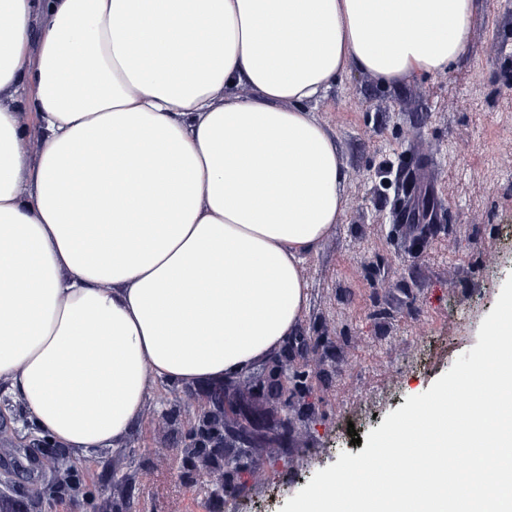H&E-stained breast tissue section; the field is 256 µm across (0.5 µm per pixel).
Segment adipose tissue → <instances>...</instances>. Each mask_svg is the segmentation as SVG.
<instances>
[{"label": "adipose tissue", "mask_w": 512, "mask_h": 512, "mask_svg": "<svg viewBox=\"0 0 512 512\" xmlns=\"http://www.w3.org/2000/svg\"><path fill=\"white\" fill-rule=\"evenodd\" d=\"M472 12L0 0V388L81 458L122 448L159 384L270 357L344 205L311 103L352 68L385 85L448 68Z\"/></svg>", "instance_id": "1"}]
</instances>
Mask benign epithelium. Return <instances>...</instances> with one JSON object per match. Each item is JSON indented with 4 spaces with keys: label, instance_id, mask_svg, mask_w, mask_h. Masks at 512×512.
I'll list each match as a JSON object with an SVG mask.
<instances>
[{
    "label": "benign epithelium",
    "instance_id": "1",
    "mask_svg": "<svg viewBox=\"0 0 512 512\" xmlns=\"http://www.w3.org/2000/svg\"><path fill=\"white\" fill-rule=\"evenodd\" d=\"M317 345V338L301 332L288 337L260 373L243 379L249 393L271 408L288 412L307 381L300 361L315 353ZM206 394L212 408L199 415L198 423L185 434L183 452L195 471L224 468V481L216 485L212 494L231 495L237 489L235 479L249 458L251 439L259 424L255 414L239 403L237 388L221 382L207 387Z\"/></svg>",
    "mask_w": 512,
    "mask_h": 512
}]
</instances>
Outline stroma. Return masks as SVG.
Wrapping results in <instances>:
<instances>
[{
    "instance_id": "stroma-1",
    "label": "stroma",
    "mask_w": 512,
    "mask_h": 512,
    "mask_svg": "<svg viewBox=\"0 0 512 512\" xmlns=\"http://www.w3.org/2000/svg\"><path fill=\"white\" fill-rule=\"evenodd\" d=\"M336 137L343 213L300 266L319 339L289 427L271 417L238 491L211 496L183 439L208 402L159 384L124 448L19 454L38 436L0 393V512H279L313 474L478 342L512 273V0H475L459 63L384 86L349 70L314 104Z\"/></svg>"
}]
</instances>
